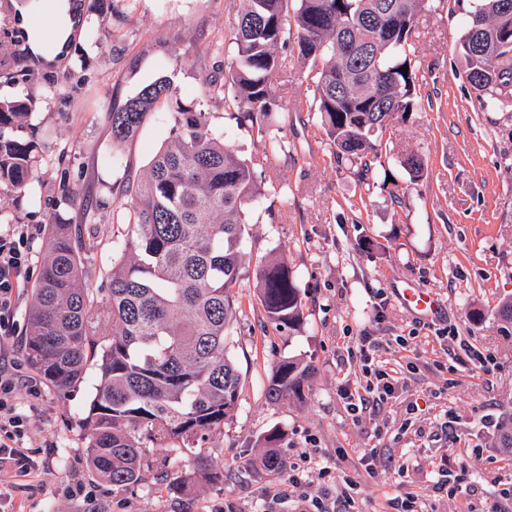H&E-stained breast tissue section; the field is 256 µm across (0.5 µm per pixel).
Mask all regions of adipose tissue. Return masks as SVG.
Masks as SVG:
<instances>
[{
  "instance_id": "ef3b65f1",
  "label": "adipose tissue",
  "mask_w": 512,
  "mask_h": 512,
  "mask_svg": "<svg viewBox=\"0 0 512 512\" xmlns=\"http://www.w3.org/2000/svg\"><path fill=\"white\" fill-rule=\"evenodd\" d=\"M36 21L25 27L32 51L47 62L64 60L78 29L85 24L77 0H37Z\"/></svg>"
}]
</instances>
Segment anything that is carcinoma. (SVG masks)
Instances as JSON below:
<instances>
[{"mask_svg":"<svg viewBox=\"0 0 512 512\" xmlns=\"http://www.w3.org/2000/svg\"><path fill=\"white\" fill-rule=\"evenodd\" d=\"M430 0H239L230 61L218 81L202 79L209 102L235 110L242 126L264 132L283 105L271 85L283 48L314 71L315 112L334 161L362 178L381 163L375 140L394 117L413 110L419 82L415 17ZM468 80L483 107L512 95V0H472L460 41ZM408 69H403V66ZM170 134L140 177L122 186L118 220L131 234L112 260L101 293L82 282V256L95 243L55 223L28 311L25 354L58 393L83 381L100 357V381L83 426L87 464L114 487L137 484L154 466L148 444L194 448L236 408L241 376L228 350L238 307L232 288L252 257L248 212L259 202L253 160L224 143L213 113L184 102L169 80L144 86L109 113L112 142L131 140L159 106ZM35 101H0V186L23 195L34 172L33 144L10 136ZM400 167L421 177L415 153ZM259 300L279 327L303 317L301 290L288 263L266 257L254 267ZM309 368L283 360L266 397H299ZM278 436L264 438V468L275 467ZM224 482V470L197 453L192 468L169 480L188 494Z\"/></svg>","mask_w":512,"mask_h":512,"instance_id":"carcinoma-1","label":"carcinoma"}]
</instances>
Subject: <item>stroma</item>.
I'll return each mask as SVG.
<instances>
[{"label": "stroma", "instance_id": "1", "mask_svg": "<svg viewBox=\"0 0 512 512\" xmlns=\"http://www.w3.org/2000/svg\"><path fill=\"white\" fill-rule=\"evenodd\" d=\"M29 0H0V57L18 60L31 78L0 76V99L33 97L37 105L13 138L35 142L33 193L0 187V222L28 235L32 261L14 304L15 334L0 368L18 383L10 395L25 421L30 474L0 473L9 512H300L319 496L327 512H393L392 502L420 494L428 512H512V448L496 445L512 418V335L502 332L498 304L512 299V98L482 108L458 49L470 0H442L416 19L419 91L413 112L393 120L382 141L385 165L358 180L328 152L314 110V83L289 50L273 78L284 112L266 134L238 126L217 110L215 126L245 157L263 156L262 196L248 216L253 260L285 258L302 293L300 326L276 328L258 299L254 276L236 289L239 311L229 351L242 374L231 417L201 450L224 471L220 485L180 495L170 475L191 456L154 444L153 468L138 484L115 488L86 463L82 427L95 395L96 372L68 396L50 389L22 350L49 218L78 225L95 249L86 287H105L112 242L129 227L112 215L120 186L149 163L169 135L158 109L137 136L112 143L108 114L143 86L168 79L184 102L198 101L203 75H223L224 56L208 44L229 41L235 0H108L88 13L67 58L49 64L28 49L23 11ZM281 152L262 153L264 136ZM423 157L422 177L400 167ZM85 196L72 206L69 190ZM411 283L436 294L441 314L408 313L395 291ZM483 314L469 321L471 311ZM382 345L395 392L355 413L362 380L358 337ZM310 369L303 397L269 401L265 386L280 361ZM278 431L281 455L299 468L260 467L261 444Z\"/></svg>", "mask_w": 512, "mask_h": 512}]
</instances>
